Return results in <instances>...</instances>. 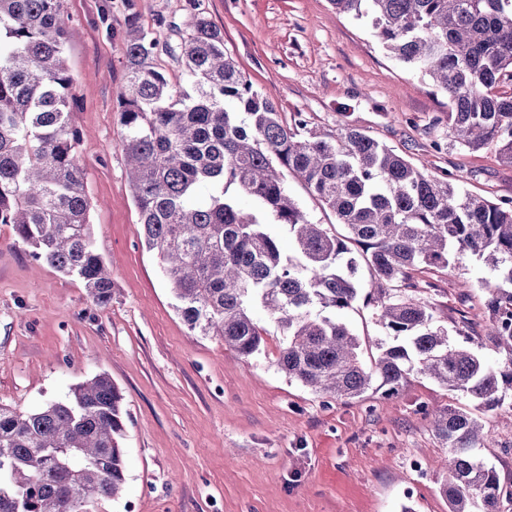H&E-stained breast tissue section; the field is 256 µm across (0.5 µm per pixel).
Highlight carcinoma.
<instances>
[{"label": "carcinoma", "mask_w": 512, "mask_h": 512, "mask_svg": "<svg viewBox=\"0 0 512 512\" xmlns=\"http://www.w3.org/2000/svg\"><path fill=\"white\" fill-rule=\"evenodd\" d=\"M365 20L382 47L448 94V130L471 151L512 166V0H330ZM182 55L194 93L179 95L152 63L154 44L126 35L130 76L118 97L120 148L130 165L144 244L160 261L188 329L218 336L243 358L261 350V311L280 329L276 365L318 395L396 398L426 376L479 408L512 390V201L460 191L446 173L345 124L336 136L288 126L224 53V34L196 15ZM63 0H0V224L31 257L80 279L98 306L112 278L96 249L71 122L74 77ZM295 173L336 214L347 237L310 223L285 190ZM208 185L209 194L199 188ZM234 185L254 207L245 211ZM288 227L283 251L272 226ZM361 247L351 254L347 243ZM470 254L491 273L486 331L453 345L433 307L412 295V272ZM374 274L366 294L355 275ZM402 283L394 288L392 284ZM388 339L365 361L338 313L358 300ZM498 356L492 366L480 350ZM446 448L438 467L448 512H512V483L481 456L498 442L468 408H421ZM123 397L98 374L34 412L0 405V512H86L126 482Z\"/></svg>", "instance_id": "cac0c4a2"}]
</instances>
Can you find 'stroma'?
Returning <instances> with one entry per match:
<instances>
[{
  "instance_id": "35a3bbf8",
  "label": "stroma",
  "mask_w": 512,
  "mask_h": 512,
  "mask_svg": "<svg viewBox=\"0 0 512 512\" xmlns=\"http://www.w3.org/2000/svg\"><path fill=\"white\" fill-rule=\"evenodd\" d=\"M72 112L91 202L95 246L112 272V300L95 306L75 277L34 260L0 224V403L31 412L107 373L127 411L121 497L90 512H448L444 455L421 406L471 407L462 394L411 376L398 398L321 397L278 370L269 318L258 354L243 359L215 336L191 333L142 227L119 146L117 96L126 83L125 32L155 44L154 66L192 92L181 45L193 16L224 34V50L285 123L311 131L350 123L430 173L492 201L512 200V166L468 152L448 135L446 94L395 60L369 26L329 0H64ZM284 185L309 222L343 233L335 214L292 173ZM487 269L474 258L414 272L451 343L483 332ZM477 410L499 440L483 449L512 481V393ZM421 461L426 478L412 469Z\"/></svg>"
}]
</instances>
